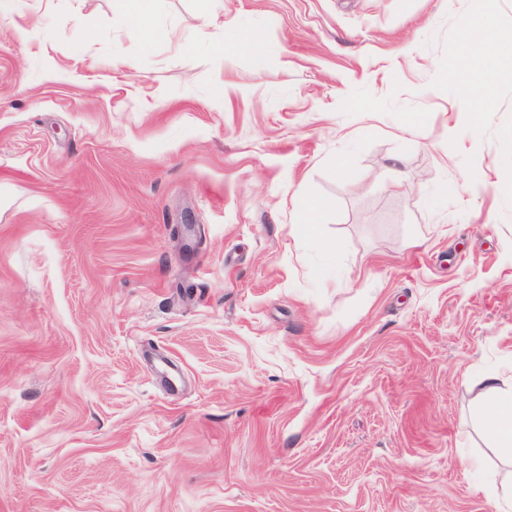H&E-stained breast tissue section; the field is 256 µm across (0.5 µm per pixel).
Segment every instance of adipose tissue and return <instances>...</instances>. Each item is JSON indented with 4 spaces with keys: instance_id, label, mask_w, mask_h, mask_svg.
Segmentation results:
<instances>
[{
    "instance_id": "1",
    "label": "adipose tissue",
    "mask_w": 512,
    "mask_h": 512,
    "mask_svg": "<svg viewBox=\"0 0 512 512\" xmlns=\"http://www.w3.org/2000/svg\"><path fill=\"white\" fill-rule=\"evenodd\" d=\"M498 0H482L479 18L466 17L460 22L462 30L469 33L466 45L468 64L462 73L466 81L475 75H490L496 57L512 56V42L501 43L489 36L497 23ZM485 389L484 425L494 445L512 452V387L505 388L497 376L483 379Z\"/></svg>"
}]
</instances>
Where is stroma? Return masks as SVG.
I'll return each mask as SVG.
<instances>
[{
  "mask_svg": "<svg viewBox=\"0 0 512 512\" xmlns=\"http://www.w3.org/2000/svg\"><path fill=\"white\" fill-rule=\"evenodd\" d=\"M480 7L151 0L147 44L116 0H14L0 512H498L512 58L492 108L457 79ZM495 375L483 378L485 389L484 425L496 448L512 453V386L504 388Z\"/></svg>",
  "mask_w": 512,
  "mask_h": 512,
  "instance_id": "stroma-1",
  "label": "stroma"
}]
</instances>
